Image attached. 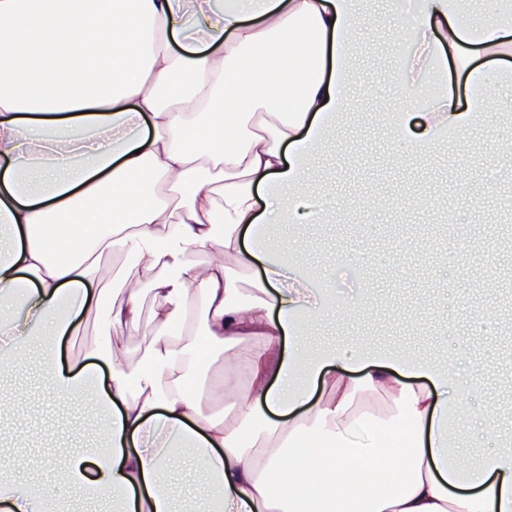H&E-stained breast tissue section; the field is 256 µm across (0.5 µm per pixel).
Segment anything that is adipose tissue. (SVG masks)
Wrapping results in <instances>:
<instances>
[{"instance_id":"1","label":"adipose tissue","mask_w":512,"mask_h":512,"mask_svg":"<svg viewBox=\"0 0 512 512\" xmlns=\"http://www.w3.org/2000/svg\"><path fill=\"white\" fill-rule=\"evenodd\" d=\"M367 0H0V335L10 355L53 344L95 314L103 333L135 323L140 289H107L102 258L131 251L171 305L135 365L103 345L92 363L55 370L60 397L88 389L107 417L106 450L71 456L58 479L117 512H175L165 479L175 439L208 478L207 512H512V456L464 471L448 461L449 405L464 389L434 363L322 352L295 386L306 323L326 308L281 287L287 267L246 247L263 191L301 194L309 157L347 108L354 33ZM416 49L399 69L396 138L426 154L470 128L512 70L471 69L506 48L501 14L461 0H386ZM456 60L480 92L469 104L422 90ZM223 245L237 267L185 263ZM257 297L237 286L240 270ZM188 334L174 340L172 324ZM225 351L247 377L217 421L204 400L229 384L202 376ZM107 387H90L96 365ZM320 388L311 397L310 388ZM394 409L359 413L360 394Z\"/></svg>"}]
</instances>
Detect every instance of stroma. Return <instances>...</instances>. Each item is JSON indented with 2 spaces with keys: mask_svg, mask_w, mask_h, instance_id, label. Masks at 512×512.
Returning a JSON list of instances; mask_svg holds the SVG:
<instances>
[{
  "mask_svg": "<svg viewBox=\"0 0 512 512\" xmlns=\"http://www.w3.org/2000/svg\"><path fill=\"white\" fill-rule=\"evenodd\" d=\"M381 6L373 24L358 33L352 62L357 75L350 112L335 122L329 142L311 164L303 189L330 201L308 224H274L258 241L280 240V258L314 277L325 302L342 299L374 311L373 319L335 314L309 329V347L366 351L411 359L417 356L471 380L467 405L493 418V426L448 421L449 448L464 449L462 467L512 451V331L500 324V301L478 289L480 281L512 269V115L492 106L460 137L439 144L432 156H408L406 146L386 132V114L397 91L396 64L408 57V31L394 29L385 40L375 28L388 25ZM495 209L479 207L487 191ZM385 193L425 197L429 203L386 211L365 209L366 198ZM163 298L143 293L134 325L113 331L112 345L136 363L149 344ZM101 340L99 320L87 316L78 335L62 337L58 365L87 363ZM463 357L452 358L454 347ZM39 357L0 379V393L18 396L0 415V478L23 474L49 512H113L99 500L60 494L55 479L57 447L77 452L106 449L103 410L75 394L63 404L50 394Z\"/></svg>",
  "mask_w": 512,
  "mask_h": 512,
  "instance_id": "1",
  "label": "stroma"
}]
</instances>
